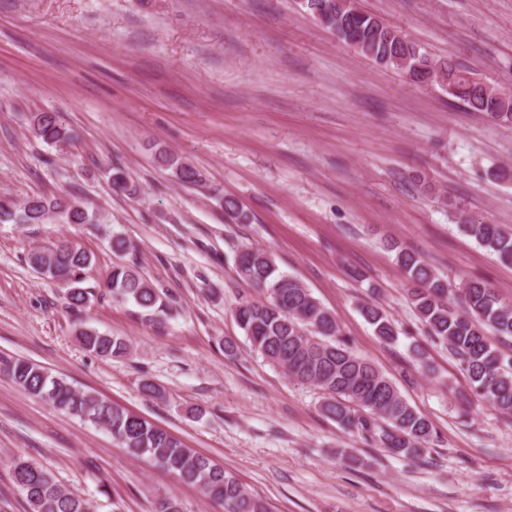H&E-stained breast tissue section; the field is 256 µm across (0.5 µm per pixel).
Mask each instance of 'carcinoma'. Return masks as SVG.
Returning a JSON list of instances; mask_svg holds the SVG:
<instances>
[{"label":"carcinoma","instance_id":"1","mask_svg":"<svg viewBox=\"0 0 512 512\" xmlns=\"http://www.w3.org/2000/svg\"><path fill=\"white\" fill-rule=\"evenodd\" d=\"M315 15H342L336 36L348 41L357 37L356 50L378 65L399 71L416 83L432 75L448 73L450 64L439 63L411 40L386 26L376 16L350 9L339 0H302ZM353 17H348L349 13ZM448 97L471 112L512 122V96L463 83ZM36 136L51 146L68 145L73 136L55 112L33 116ZM158 162L177 183L198 185L201 174L171 152L163 150ZM224 213L244 222L239 201L221 198ZM94 224L97 215L74 195L33 197L18 205L0 200V224ZM461 231L482 248L512 263V233L498 224L466 221ZM395 259L411 285L409 299L428 336L446 345L465 375L471 393L512 415V357L495 349L492 337L512 338V302L499 297L480 280L466 279L454 291L438 277L417 253L398 246ZM92 253L57 244L29 253L30 266L45 268L43 275L67 289L73 308H81L93 294L82 287ZM235 269L239 278L265 296L245 299L235 307V317L253 350L281 368L290 379L322 392L321 409L327 417L366 441L377 442L395 454L421 457L438 436L433 423L402 396L396 385L368 360L354 353L341 337L335 316L300 281L279 271L273 257L263 249L239 251ZM112 298L132 301L160 321L171 307L133 267L116 264L105 284ZM364 319L385 342L399 338V329L379 303L361 307ZM83 347L102 357L127 355L129 345L118 336L94 330L79 332ZM0 373L27 393L50 401L57 409L94 426L112 437L136 457H146L176 475L183 483L198 486L204 495L224 505V512H268L266 503L254 496L231 473L210 458L186 447L178 438L111 400L76 388L66 379L22 357H0ZM13 484L24 494L30 512H95L96 506L56 482L43 469L26 461L13 464Z\"/></svg>","mask_w":512,"mask_h":512}]
</instances>
